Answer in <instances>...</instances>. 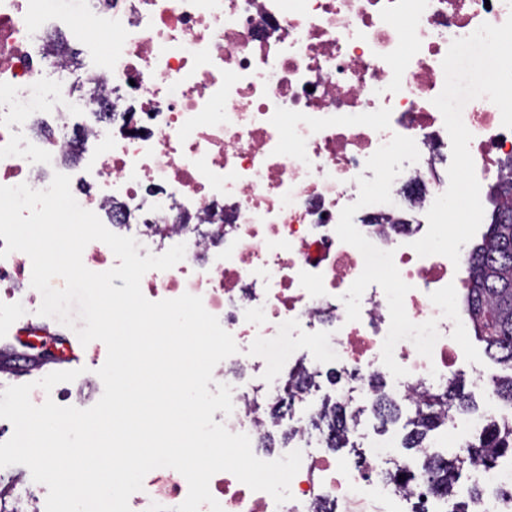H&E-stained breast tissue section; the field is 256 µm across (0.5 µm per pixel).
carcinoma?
Here are the masks:
<instances>
[{"mask_svg": "<svg viewBox=\"0 0 512 512\" xmlns=\"http://www.w3.org/2000/svg\"><path fill=\"white\" fill-rule=\"evenodd\" d=\"M507 171L492 191L494 204L490 223L480 243L473 248L468 262L469 278L465 305L470 315L475 336L485 344L486 352L498 364L509 370L494 380L498 397L512 402V159L502 164ZM297 381L288 375L282 391L285 399L271 410V416L286 418L292 400L297 396ZM374 412L381 424L395 423L401 417L399 404L383 392L375 382ZM461 377L432 394H425L415 402L407 416L404 447L419 452L426 447L430 433L438 430L445 413H461L469 404ZM321 412L312 420V426L328 432L330 448L346 447L348 430L344 422V406L338 400L325 397L320 402ZM494 448H512V423H494L480 438L470 442L466 451L448 460L427 465L425 470L408 469L389 478L404 486L418 488L431 485L445 494L452 493L465 464L491 462Z\"/></svg>", "mask_w": 512, "mask_h": 512, "instance_id": "1", "label": "carcinoma"}]
</instances>
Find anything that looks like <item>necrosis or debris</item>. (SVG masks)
Returning a JSON list of instances; mask_svg holds the SVG:
<instances>
[{
    "label": "necrosis or debris",
    "mask_w": 512,
    "mask_h": 512,
    "mask_svg": "<svg viewBox=\"0 0 512 512\" xmlns=\"http://www.w3.org/2000/svg\"><path fill=\"white\" fill-rule=\"evenodd\" d=\"M512 0H0V185L47 188L69 175L73 195L139 256L185 244L167 270H151V301L190 293L229 332L238 353L213 380L234 409L214 421L258 443L280 372L320 378L333 366L370 381L393 377L417 400L465 363L471 327L463 304L469 250L458 262L419 256L413 242L449 185L452 145L433 100L453 40L503 24ZM112 34V52L82 70L69 51ZM108 120L76 122L77 111ZM462 119L481 195L512 157V128L482 97ZM415 222L403 224L402 201ZM22 252L0 259V305L23 306L28 357L57 354ZM324 345L308 356L304 340ZM481 415L448 419L456 447L512 419L482 374L471 375ZM302 463L291 500L251 490L228 472L209 488L223 512H453L428 488L409 493L383 472L405 466L395 440L339 457L324 431L293 419ZM486 489L476 512H512V454L468 471ZM47 487L27 474L0 482V512H45ZM186 479L157 468L129 498L130 512L180 505Z\"/></svg>",
    "instance_id": "obj_1"
}]
</instances>
